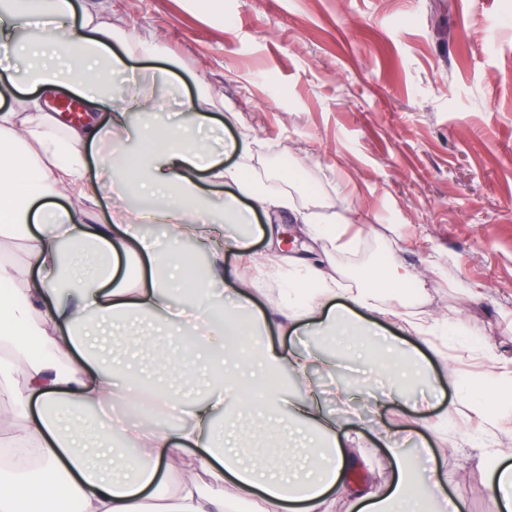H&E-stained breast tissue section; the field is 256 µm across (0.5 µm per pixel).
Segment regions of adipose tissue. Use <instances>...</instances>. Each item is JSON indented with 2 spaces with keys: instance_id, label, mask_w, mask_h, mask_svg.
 <instances>
[{
  "instance_id": "1",
  "label": "adipose tissue",
  "mask_w": 512,
  "mask_h": 512,
  "mask_svg": "<svg viewBox=\"0 0 512 512\" xmlns=\"http://www.w3.org/2000/svg\"><path fill=\"white\" fill-rule=\"evenodd\" d=\"M71 0H16L0 6V54L13 66L0 70V100L13 95L0 110V401H9L17 431L0 438L1 448H24L32 463H0V512H148L151 501L173 496L171 512H227L229 500H262L266 512H334L346 498L357 512H421L419 486L407 464L389 493L352 491L351 458L316 400L313 369L331 371L335 361L306 349L284 352L267 344L251 359L242 348L238 310L249 312L251 325L266 323L253 312L245 290L233 308H224L212 292L224 278V251L215 237L218 227L245 224L249 198L266 214L290 209L287 197L248 178L244 167L228 168L223 153L209 151L196 139L209 122L198 112L194 124L160 129L158 107L139 94L122 102L112 96V77L126 66L125 55L112 50L117 25L111 7L84 11L80 24H64ZM75 96L108 115L94 121L63 125L45 111L43 95ZM97 153L101 177L87 179L88 155ZM208 171L216 185L235 186L221 209H213L197 183ZM112 202L109 223L93 224L89 210L100 196ZM149 224L163 225L174 241H192L210 253L207 277H195L170 254L156 251L144 233ZM24 243L21 258H8L9 243ZM102 255L104 265L88 270L81 248ZM311 256L291 261L277 258L265 274L288 272L289 322H307L326 335L348 326L361 335L370 328L359 311L388 318L377 288L357 289L348 307L329 302L340 294L337 278ZM177 272L192 300L183 310L195 346L220 362L228 376L185 407L186 422L169 431L163 420L150 426L68 424L62 406L105 410L126 406L130 389L118 370L88 352L90 321L104 324L143 315L171 322L174 303L165 282ZM39 343L43 356L31 354ZM25 366V384L16 387V363ZM258 363L271 376L281 367L302 381L309 397L295 400L286 391L268 392L255 401L248 389L246 366ZM240 411L290 419L317 428L307 446L317 463L284 467L271 456L263 469L241 464L225 446L219 427H235L228 400ZM102 445L109 469L90 458L89 443ZM199 452L211 486L179 477L185 450ZM512 448L490 450L485 459L488 498L494 512H512Z\"/></svg>"
}]
</instances>
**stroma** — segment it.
I'll list each match as a JSON object with an SVG mask.
<instances>
[{"label": "stroma", "mask_w": 512, "mask_h": 512, "mask_svg": "<svg viewBox=\"0 0 512 512\" xmlns=\"http://www.w3.org/2000/svg\"><path fill=\"white\" fill-rule=\"evenodd\" d=\"M112 13L125 22L114 51L146 31L158 45L130 57L129 74L112 81L115 97L132 79L174 70L161 122L190 119L178 103L206 95L204 111L238 145L225 166L247 153L249 176L291 196L296 210L348 218L353 245L334 263L349 292L390 257L418 275L408 309L427 320L434 349L396 319L366 358L348 354L343 368L314 375L320 407L356 462L353 485L383 495L399 448L415 473L429 457L442 466L445 493L431 512H489L484 453L512 445V432L483 433L466 408L452 424L438 420L457 390L491 388L484 347L512 377V0H223L219 15L200 0H112ZM349 292L340 303L350 304ZM252 301L267 314L262 341L326 346L282 332L276 288L253 291ZM395 335L423 350L436 395L337 401L338 386L368 378V359L384 358ZM146 338L169 359H189L191 377L171 380ZM92 349L182 402L214 383L208 359L185 357L181 340L148 318L98 333ZM253 422L241 414L232 432L242 461L255 464L268 448L305 458L295 432Z\"/></svg>", "instance_id": "1"}]
</instances>
